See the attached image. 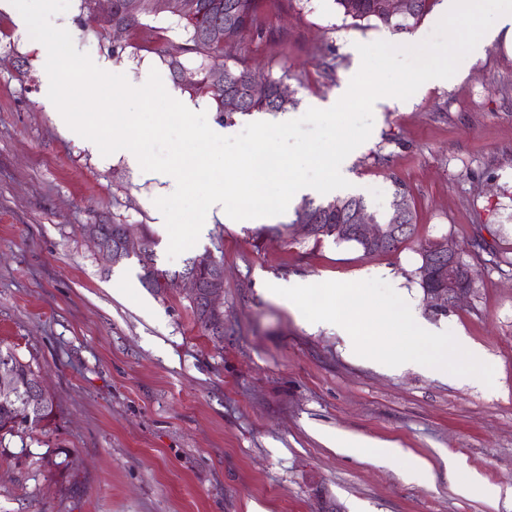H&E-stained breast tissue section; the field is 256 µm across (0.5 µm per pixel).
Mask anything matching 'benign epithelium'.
Returning <instances> with one entry per match:
<instances>
[{"label": "benign epithelium", "mask_w": 512, "mask_h": 512, "mask_svg": "<svg viewBox=\"0 0 512 512\" xmlns=\"http://www.w3.org/2000/svg\"><path fill=\"white\" fill-rule=\"evenodd\" d=\"M405 229L404 224H378L373 215L360 208L353 216V223L338 224L332 232L340 237L355 238L372 252L398 245ZM87 232L99 255L112 264L144 254L145 241L134 235L129 224L115 230L110 244L99 234L97 225H88ZM419 274L426 281L424 296L428 306L437 315L447 313L456 302L472 292L471 264L463 262L461 252L446 241H433L426 247ZM175 284L188 288V297L201 304L212 335L223 339L224 273L219 270L215 256L210 252L198 256L193 261L192 270L176 279Z\"/></svg>", "instance_id": "benign-epithelium-1"}]
</instances>
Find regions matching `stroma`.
I'll return each instance as SVG.
<instances>
[{
	"label": "stroma",
	"mask_w": 512,
	"mask_h": 512,
	"mask_svg": "<svg viewBox=\"0 0 512 512\" xmlns=\"http://www.w3.org/2000/svg\"><path fill=\"white\" fill-rule=\"evenodd\" d=\"M79 51L143 85L158 70L169 94L218 119L207 100L172 84L165 58L142 51L144 30L119 38L89 22L81 0L62 14ZM409 35L354 27L334 0H282L247 48L256 72L288 70L287 114L337 99L361 66L350 45ZM369 211L389 210L394 180L415 209V230L393 252L366 253L327 239L294 242L258 224L213 219L176 258L155 219L159 179L124 155L67 137L43 98V63L30 35L0 12V341L34 356L58 406L50 455L0 457V512H512L455 491L461 457L489 483L512 488V268L474 255L482 235L512 259V43L465 57L445 85L423 87L405 107L373 108L369 139L341 165ZM120 222L149 238L157 268L183 270L205 251L224 258V337L197 323L185 288L156 291L137 257L112 265L89 224ZM448 240L474 270L473 290L448 313L429 311L415 270L421 249ZM397 283L424 320L466 336L493 361L494 384L392 371L357 359L350 337L307 321L272 295L281 281ZM345 433L390 441L429 461L434 481L326 448Z\"/></svg>",
	"instance_id": "35a3bbf8"
}]
</instances>
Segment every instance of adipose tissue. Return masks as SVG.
<instances>
[{
	"label": "adipose tissue",
	"mask_w": 512,
	"mask_h": 512,
	"mask_svg": "<svg viewBox=\"0 0 512 512\" xmlns=\"http://www.w3.org/2000/svg\"><path fill=\"white\" fill-rule=\"evenodd\" d=\"M326 445L339 454L354 455L385 464L403 461V474L412 482H429L433 479V467L424 459L405 457L402 449L395 444L339 433L325 440Z\"/></svg>",
	"instance_id": "adipose-tissue-1"
}]
</instances>
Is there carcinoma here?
<instances>
[{
    "mask_svg": "<svg viewBox=\"0 0 512 512\" xmlns=\"http://www.w3.org/2000/svg\"><path fill=\"white\" fill-rule=\"evenodd\" d=\"M276 0H195V9L189 14L175 18L177 26L184 34L180 50L183 54H191L195 58L194 66L185 67L180 58L172 55L166 47L150 48L152 36L143 39L140 49L153 51L169 57L168 65L173 71L176 86L192 96L208 101L211 108L220 118L227 121L233 113L224 110L227 95L237 96L238 113L252 112H283L297 105L293 99L279 96V87L288 74L278 77L269 73L258 76L250 68L246 55L237 53V47L246 38L259 36L265 30V2ZM383 0H335L339 12L354 26L366 22L385 26L397 33L410 30L434 6L436 0H411L412 10L409 15L397 22L390 19L383 7ZM164 13L160 0H112V18L97 21L99 27L105 29L117 21L125 29H137L142 26L145 17H157ZM216 27L224 28V37L233 45L226 46L223 42L211 38L210 32ZM220 69L224 73V85H214L210 81V72ZM393 199L406 204L401 212V223L413 224L414 215L410 202V192L400 180L395 181ZM366 205L361 196H335L315 202L303 200L294 211V219L288 224H278L270 231L281 237H294L293 227L304 224H350L355 209ZM5 365L11 375L13 390L24 395L34 388V380L40 371L39 362L31 357L26 358L16 346L0 343V365ZM39 410L26 408L24 404L0 401V455L9 456L8 451L13 439H18L21 447L42 443L41 437L57 430V412L52 394H40Z\"/></svg>",
    "mask_w": 512,
    "mask_h": 512,
    "instance_id": "obj_1",
    "label": "carcinoma"
}]
</instances>
